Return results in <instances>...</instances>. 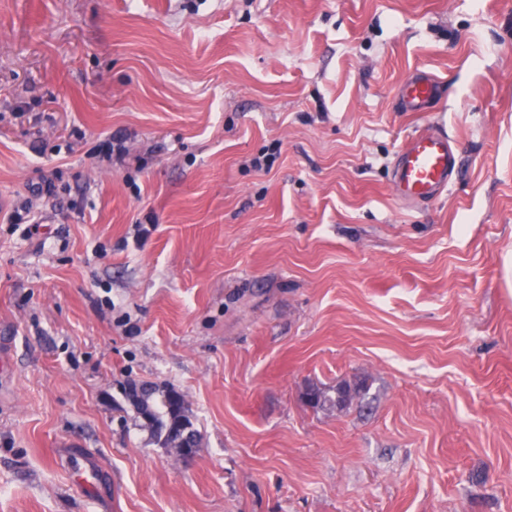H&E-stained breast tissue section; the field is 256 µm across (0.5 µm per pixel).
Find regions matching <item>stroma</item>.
I'll list each match as a JSON object with an SVG mask.
<instances>
[{"instance_id":"1","label":"stroma","mask_w":512,"mask_h":512,"mask_svg":"<svg viewBox=\"0 0 512 512\" xmlns=\"http://www.w3.org/2000/svg\"><path fill=\"white\" fill-rule=\"evenodd\" d=\"M419 72L443 96L398 111ZM428 127L461 167L408 206ZM30 196L40 224L0 222V512H512V0H0V198ZM461 159L459 144L447 131H416L397 153L390 182L394 196L416 204L433 200L448 189ZM135 386H130L126 395L127 399L135 406L138 414L145 416L149 420V428L157 442L163 446L176 444L183 454V446L176 443L175 434L180 428L188 427L190 429V442L188 448H185V458L192 457L189 448L196 452L198 447V433L194 429L193 422L186 412L182 396L174 389L157 390L149 388L144 392L143 399H136L133 395ZM157 394V396H156ZM360 386L351 387L343 384L336 387L335 396L329 395L328 392L320 388H312L309 394L308 405L312 407H323L325 404L336 405V409H343L348 406L351 401L359 394Z\"/></svg>"}]
</instances>
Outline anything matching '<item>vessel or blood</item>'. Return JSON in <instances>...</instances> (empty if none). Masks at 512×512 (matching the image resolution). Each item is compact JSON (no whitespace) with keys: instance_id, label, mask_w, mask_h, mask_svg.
<instances>
[{"instance_id":"b4317fda","label":"vessel or blood","mask_w":512,"mask_h":512,"mask_svg":"<svg viewBox=\"0 0 512 512\" xmlns=\"http://www.w3.org/2000/svg\"><path fill=\"white\" fill-rule=\"evenodd\" d=\"M443 85L436 78L417 74L404 81L397 94L404 112H425L440 97ZM461 164L458 142L442 129L427 128L406 138L397 153L391 189L401 201L424 203L446 191Z\"/></svg>"}]
</instances>
